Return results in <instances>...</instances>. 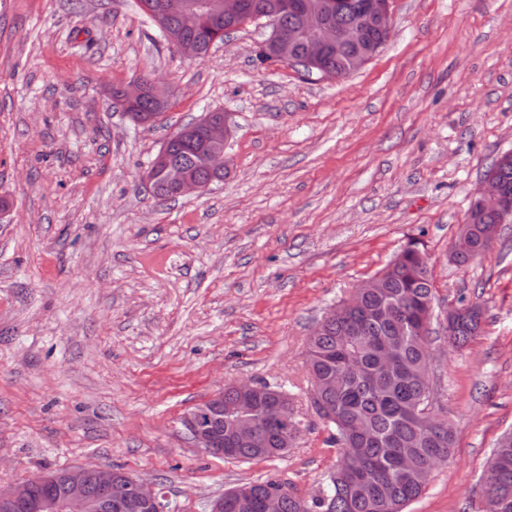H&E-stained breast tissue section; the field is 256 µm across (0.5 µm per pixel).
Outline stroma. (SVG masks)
<instances>
[{"label": "stroma", "instance_id": "35a3bbf8", "mask_svg": "<svg viewBox=\"0 0 512 512\" xmlns=\"http://www.w3.org/2000/svg\"><path fill=\"white\" fill-rule=\"evenodd\" d=\"M270 25L206 58L167 49L137 0H0V487L87 463L207 512L270 477L313 493L336 463L310 403L308 338L410 240L428 258L435 414L455 434L408 512H480L512 431V223L469 266L451 246L512 151V0H394L392 33L340 81L256 54ZM148 75L166 111L134 125L112 91ZM232 115L229 172L166 203L143 174L204 113ZM485 311L448 346V309ZM282 384L304 424L281 457L195 447L183 416L241 381Z\"/></svg>", "mask_w": 512, "mask_h": 512}]
</instances>
